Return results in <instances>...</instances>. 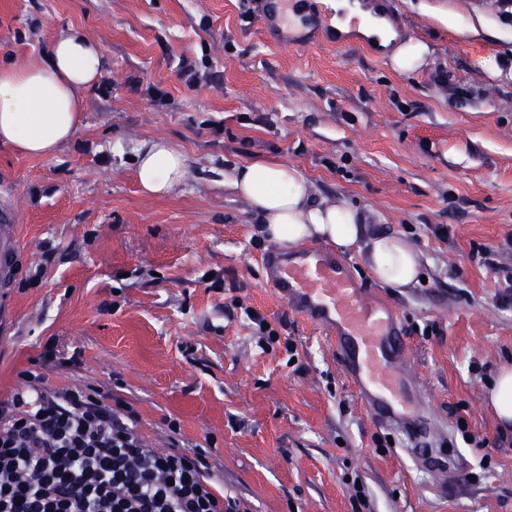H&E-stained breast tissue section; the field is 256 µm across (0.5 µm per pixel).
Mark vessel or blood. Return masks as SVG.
Segmentation results:
<instances>
[{"label": "vessel or blood", "instance_id": "vessel-or-blood-1", "mask_svg": "<svg viewBox=\"0 0 512 512\" xmlns=\"http://www.w3.org/2000/svg\"><path fill=\"white\" fill-rule=\"evenodd\" d=\"M255 4L266 36L297 44L289 0ZM18 251L19 226L10 211L0 212V284L10 278ZM263 269L268 287L334 345L376 422L402 432L408 446H415L424 420L415 387L403 375L405 330L396 307L359 280L345 256L324 246L270 250Z\"/></svg>", "mask_w": 512, "mask_h": 512}]
</instances>
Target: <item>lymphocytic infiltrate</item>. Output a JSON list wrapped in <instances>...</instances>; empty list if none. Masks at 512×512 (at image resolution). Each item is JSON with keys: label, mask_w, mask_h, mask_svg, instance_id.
Segmentation results:
<instances>
[{"label": "lymphocytic infiltrate", "mask_w": 512, "mask_h": 512, "mask_svg": "<svg viewBox=\"0 0 512 512\" xmlns=\"http://www.w3.org/2000/svg\"><path fill=\"white\" fill-rule=\"evenodd\" d=\"M21 377L26 390L0 399V512H241L175 421L158 451L120 398Z\"/></svg>", "instance_id": "obj_1"}]
</instances>
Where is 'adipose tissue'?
I'll list each match as a JSON object with an SVG mask.
<instances>
[{
	"label": "adipose tissue",
	"instance_id": "obj_1",
	"mask_svg": "<svg viewBox=\"0 0 512 512\" xmlns=\"http://www.w3.org/2000/svg\"><path fill=\"white\" fill-rule=\"evenodd\" d=\"M105 65L101 47L77 27L62 29L25 67L0 64V146L31 157L54 155L75 137L84 112L81 93L99 84ZM135 162L139 187L154 196L171 194L187 168L186 156L164 140L142 143ZM230 183L249 201L262 240L286 250L313 238L354 248L381 283H416L421 259L406 238L369 232L373 218L366 211L317 199L297 168L254 161L236 167Z\"/></svg>",
	"mask_w": 512,
	"mask_h": 512
}]
</instances>
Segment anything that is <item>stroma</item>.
Masks as SVG:
<instances>
[{
	"instance_id": "35a3bbf8",
	"label": "stroma",
	"mask_w": 512,
	"mask_h": 512,
	"mask_svg": "<svg viewBox=\"0 0 512 512\" xmlns=\"http://www.w3.org/2000/svg\"><path fill=\"white\" fill-rule=\"evenodd\" d=\"M296 7L303 43L289 46L246 20L251 0H0L1 63L28 65L69 25L106 59L72 141L42 158L0 147V210L20 242L0 304V396L51 342L50 387L123 398L158 450L176 420L243 512H512V431L487 397L512 367V25L497 0H386L398 41L430 47L403 74L389 48L314 41L329 10ZM156 139L187 158L165 197L135 174V149ZM259 159L420 252L409 288L377 285L346 256L399 308L430 445L458 468L389 443L328 338L266 286L271 245L230 185ZM253 311L279 343L265 346Z\"/></svg>"
}]
</instances>
